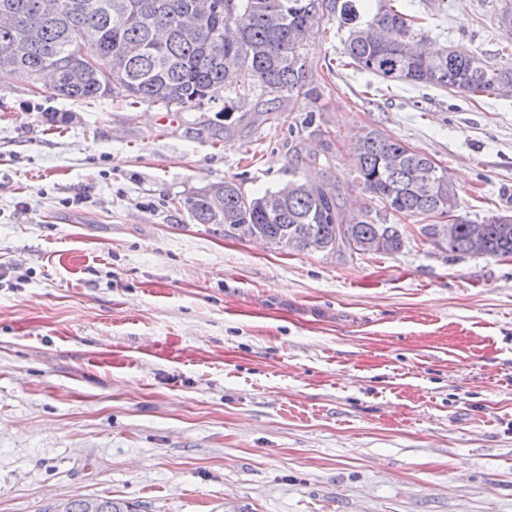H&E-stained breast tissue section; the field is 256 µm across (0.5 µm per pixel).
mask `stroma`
<instances>
[{
  "mask_svg": "<svg viewBox=\"0 0 512 512\" xmlns=\"http://www.w3.org/2000/svg\"><path fill=\"white\" fill-rule=\"evenodd\" d=\"M500 0H402L429 46L500 62ZM305 49L313 94L225 128L184 108L0 76V512H512V259L451 257L402 218L385 256L297 253L195 223L182 199L313 176L370 197L352 145L426 154L459 215L512 214V97L381 82ZM67 116L50 124L48 113ZM312 125H305L307 115ZM64 512H136L134 504L114 499L84 498L66 502Z\"/></svg>",
  "mask_w": 512,
  "mask_h": 512,
  "instance_id": "stroma-1",
  "label": "stroma"
}]
</instances>
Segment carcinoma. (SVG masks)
<instances>
[{
	"instance_id": "1",
	"label": "carcinoma",
	"mask_w": 512,
	"mask_h": 512,
	"mask_svg": "<svg viewBox=\"0 0 512 512\" xmlns=\"http://www.w3.org/2000/svg\"><path fill=\"white\" fill-rule=\"evenodd\" d=\"M0 0V75L28 81L50 72L54 93L71 100L115 97L132 104L192 107L217 86L236 98L224 102V120L240 103L256 98L265 112L283 96L308 97L304 49L335 19L348 29L342 54L354 67L393 83L451 90L467 95L512 96V66L481 55H453L436 49L414 53L422 35L419 20L395 0H376V11L360 14L358 0ZM84 32L104 68L81 69L72 51ZM27 40L18 60L11 48ZM220 40L222 56L213 54ZM317 154L296 152L292 178L282 186L248 195L235 179L193 192L184 208L198 224H213L240 237L261 238L298 252H343L351 256L399 252L406 227L390 224V214L408 217L458 210V192L448 173L400 140L371 129L360 138L355 179L381 203L346 208L342 187L325 185L301 169L317 164ZM419 232L451 257L512 258V223L498 216L483 223L462 216L449 230L424 224ZM64 512H136L114 499L66 502Z\"/></svg>"
}]
</instances>
